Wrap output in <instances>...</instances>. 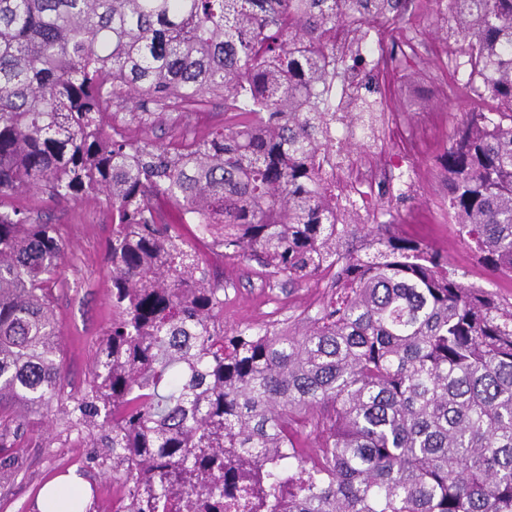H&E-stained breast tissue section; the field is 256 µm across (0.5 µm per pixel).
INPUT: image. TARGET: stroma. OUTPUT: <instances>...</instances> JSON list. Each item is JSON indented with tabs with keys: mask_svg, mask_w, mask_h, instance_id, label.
<instances>
[{
	"mask_svg": "<svg viewBox=\"0 0 512 512\" xmlns=\"http://www.w3.org/2000/svg\"><path fill=\"white\" fill-rule=\"evenodd\" d=\"M391 48L392 60L373 72L378 90H360L361 96L382 101L386 117L381 144L369 150L363 132L355 131V146L345 162L351 169L378 161L389 170L384 183L369 186L368 206L360 210L358 221L392 224L399 234L435 246L459 280L484 286L512 302V278L478 260L452 224L446 172L440 164L464 113L488 110L490 103L459 96L450 88L449 71L466 60L459 44L443 43L430 34L411 41L395 39ZM224 119L223 101L212 98L188 109L177 129L165 124L145 132L127 126L118 115L112 123L123 137H147L173 149L222 128ZM7 204L62 228L67 263L54 285V295L64 393L80 394L94 351L112 322V281L105 260L112 235L111 209L101 196L56 204L44 195L27 193L8 199ZM198 248L211 278L224 285L226 326L267 325L285 330L296 319L315 316L330 293L329 279L293 285L271 271L224 258L207 243H199ZM18 445L22 469L14 481L0 486V512H32L46 479L74 469L94 487L100 502H107L122 488L111 472L98 465L94 449L77 437L60 436L54 414L46 410L30 415Z\"/></svg>",
	"mask_w": 512,
	"mask_h": 512,
	"instance_id": "35a3bbf8",
	"label": "stroma"
}]
</instances>
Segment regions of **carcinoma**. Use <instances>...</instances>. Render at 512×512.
<instances>
[{
    "mask_svg": "<svg viewBox=\"0 0 512 512\" xmlns=\"http://www.w3.org/2000/svg\"><path fill=\"white\" fill-rule=\"evenodd\" d=\"M444 2L465 89L497 105L466 113L442 156L448 215L512 276V0ZM409 5L0 0V457L26 429L15 408L64 382L63 239L4 200L102 195L112 324L57 421L101 449L127 512H512V304L395 225L352 223L321 163L347 156L336 125H372L376 102L334 91ZM211 96L229 121L180 151L112 134L115 104L152 129ZM181 224L290 283L329 270L331 295L286 332L227 329L224 285ZM42 510L99 512L65 485Z\"/></svg>",
    "mask_w": 512,
    "mask_h": 512,
    "instance_id": "carcinoma-1",
    "label": "carcinoma"
}]
</instances>
